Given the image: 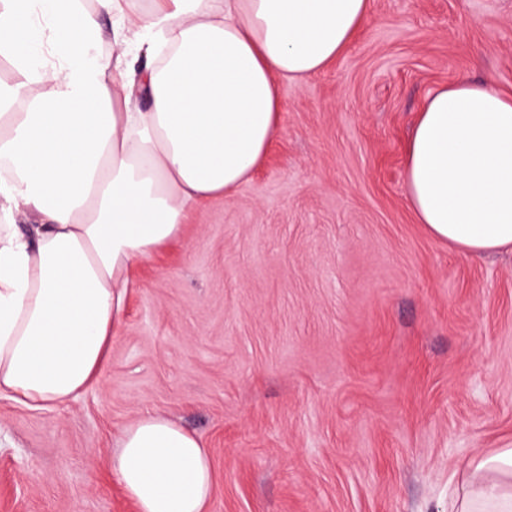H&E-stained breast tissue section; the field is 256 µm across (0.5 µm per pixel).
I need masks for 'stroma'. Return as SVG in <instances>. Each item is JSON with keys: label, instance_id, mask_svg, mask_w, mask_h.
Segmentation results:
<instances>
[{"label": "stroma", "instance_id": "stroma-1", "mask_svg": "<svg viewBox=\"0 0 512 512\" xmlns=\"http://www.w3.org/2000/svg\"><path fill=\"white\" fill-rule=\"evenodd\" d=\"M457 81L512 91V0H372L280 80L265 162L140 269L98 387L0 399V512H136L105 462L148 410L204 441L208 512H452L465 463L512 448V253L434 238L405 193Z\"/></svg>", "mask_w": 512, "mask_h": 512}]
</instances>
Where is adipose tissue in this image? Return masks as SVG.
Listing matches in <instances>:
<instances>
[{
	"instance_id": "obj_1",
	"label": "adipose tissue",
	"mask_w": 512,
	"mask_h": 512,
	"mask_svg": "<svg viewBox=\"0 0 512 512\" xmlns=\"http://www.w3.org/2000/svg\"><path fill=\"white\" fill-rule=\"evenodd\" d=\"M371 0H0V396L33 408L96 387L134 268L261 166L279 79L322 70ZM125 47L97 53L102 16ZM418 223L474 256L512 250V94L433 90L407 147ZM109 467L137 512H208L209 454L148 413ZM457 512H512V448L470 461Z\"/></svg>"
}]
</instances>
